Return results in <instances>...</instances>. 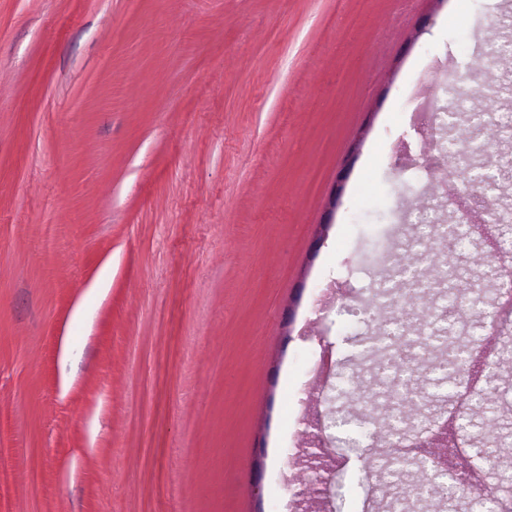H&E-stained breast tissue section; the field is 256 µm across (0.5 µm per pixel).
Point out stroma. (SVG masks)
<instances>
[{
	"mask_svg": "<svg viewBox=\"0 0 512 512\" xmlns=\"http://www.w3.org/2000/svg\"><path fill=\"white\" fill-rule=\"evenodd\" d=\"M512 0H0V468L10 512H389L392 494L443 485L442 512L512 508V450L448 492L415 431L384 469L367 430L347 447L336 416L361 412L388 374L362 312L408 246L403 198L422 193L408 97L422 61L498 93V137L472 159L512 156ZM429 249L448 263L512 244L479 224L442 247L460 206L434 195ZM476 296L451 334L499 313ZM415 365L422 418L475 454L512 428V362L478 366L499 413L458 405L454 371ZM156 385L152 469L127 422L133 381ZM37 458L40 492L27 462ZM322 489L297 482L309 464Z\"/></svg>",
	"mask_w": 512,
	"mask_h": 512,
	"instance_id": "stroma-1",
	"label": "stroma"
}]
</instances>
